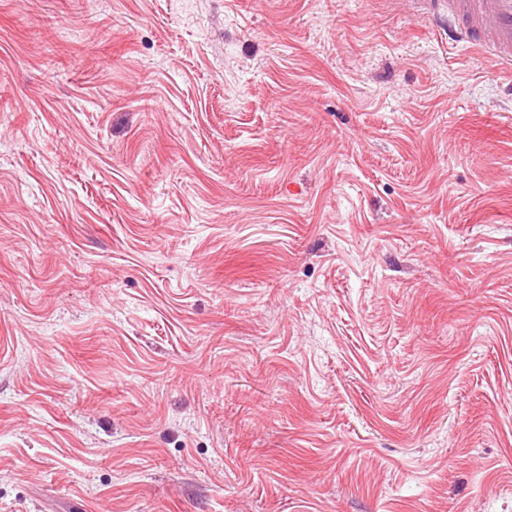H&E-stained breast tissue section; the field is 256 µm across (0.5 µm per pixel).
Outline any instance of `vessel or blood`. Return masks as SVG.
<instances>
[{
  "label": "vessel or blood",
  "instance_id": "vessel-or-blood-1",
  "mask_svg": "<svg viewBox=\"0 0 512 512\" xmlns=\"http://www.w3.org/2000/svg\"><path fill=\"white\" fill-rule=\"evenodd\" d=\"M454 40L480 49L498 68H512V0H427Z\"/></svg>",
  "mask_w": 512,
  "mask_h": 512
}]
</instances>
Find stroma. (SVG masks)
Listing matches in <instances>:
<instances>
[{"label":"stroma","mask_w":512,"mask_h":512,"mask_svg":"<svg viewBox=\"0 0 512 512\" xmlns=\"http://www.w3.org/2000/svg\"><path fill=\"white\" fill-rule=\"evenodd\" d=\"M0 512H512V70L415 0H0Z\"/></svg>","instance_id":"1"}]
</instances>
